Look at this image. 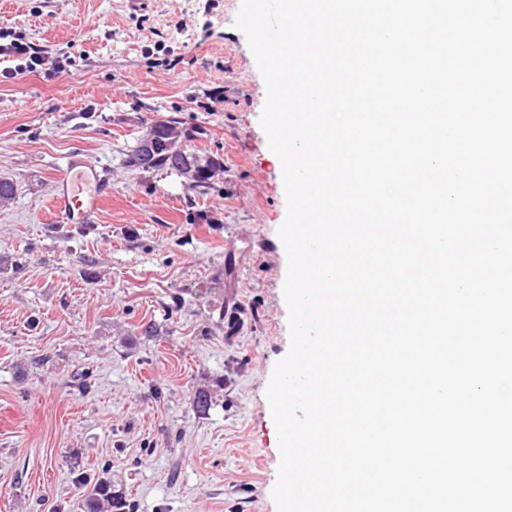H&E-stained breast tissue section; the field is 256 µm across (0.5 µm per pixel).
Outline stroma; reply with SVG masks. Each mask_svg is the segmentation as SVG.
<instances>
[{"label":"stroma","instance_id":"1","mask_svg":"<svg viewBox=\"0 0 512 512\" xmlns=\"http://www.w3.org/2000/svg\"><path fill=\"white\" fill-rule=\"evenodd\" d=\"M240 4L0 0V28L65 59L0 80V512H84L100 471L137 512H276L287 203ZM176 112L184 149L224 164L209 188L129 161ZM79 153L109 199L63 224L48 206Z\"/></svg>","mask_w":512,"mask_h":512}]
</instances>
